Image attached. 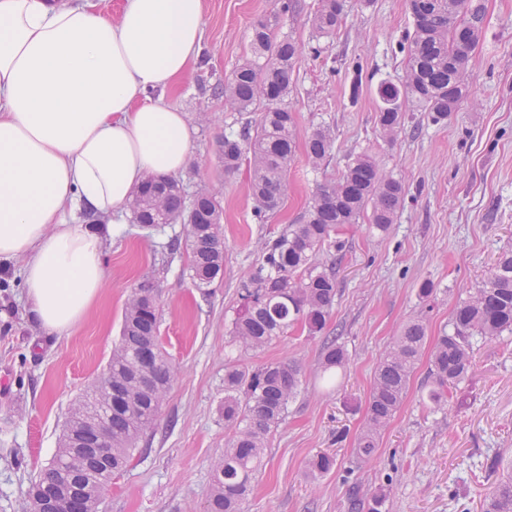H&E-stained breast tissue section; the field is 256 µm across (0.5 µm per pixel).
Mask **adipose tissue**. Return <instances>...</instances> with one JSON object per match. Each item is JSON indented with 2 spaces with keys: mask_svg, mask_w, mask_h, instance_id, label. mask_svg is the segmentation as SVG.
<instances>
[{
  "mask_svg": "<svg viewBox=\"0 0 512 512\" xmlns=\"http://www.w3.org/2000/svg\"><path fill=\"white\" fill-rule=\"evenodd\" d=\"M202 0H126L108 18L75 0H0V261L20 266L43 331L68 335L102 294L104 238L151 176L186 165L193 126L152 98L186 71Z\"/></svg>",
  "mask_w": 512,
  "mask_h": 512,
  "instance_id": "adipose-tissue-1",
  "label": "adipose tissue"
}]
</instances>
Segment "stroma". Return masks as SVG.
<instances>
[{"label":"stroma","instance_id":"stroma-1","mask_svg":"<svg viewBox=\"0 0 512 512\" xmlns=\"http://www.w3.org/2000/svg\"><path fill=\"white\" fill-rule=\"evenodd\" d=\"M485 25L470 63L469 96L447 123L409 112L392 143L376 128L380 81L398 80L397 47L413 20L406 0H345L346 17L324 53L302 54L287 98L300 135L326 118L336 125L334 157L313 170L304 154L290 165L280 209L257 223L249 173H225L217 140L235 113L214 96L249 52L253 26L279 0H202L200 60L164 93L194 121L191 152L178 178L188 191L218 192L224 209V272L201 294L187 275L189 257L168 255L181 224L149 232L120 225L103 254L106 286L67 336H47L31 317L19 268L0 266V512H22L28 478L54 457L76 398L102 378L122 328L131 289L150 278L162 312L161 343L176 371L154 429L131 464L102 494V512H206L212 465L224 453V370L292 360L300 393L269 441L248 512H346L350 487L384 493L386 512H482L485 496L512 462V336L477 349L458 388L460 406L434 409L427 358L407 394L360 463L355 441L376 366L395 336L423 316L429 338L449 329L459 299L486 278L512 247V0H483ZM371 151L401 178L405 200L386 234L367 223L348 228L349 251L337 271L327 330L348 359L323 373V339L296 329L264 350L240 353L230 331L262 243L296 223L319 183L336 177L347 154ZM430 284L434 293L422 299ZM326 473L310 471L317 454Z\"/></svg>","mask_w":512,"mask_h":512}]
</instances>
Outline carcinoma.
Wrapping results in <instances>:
<instances>
[{
	"mask_svg": "<svg viewBox=\"0 0 512 512\" xmlns=\"http://www.w3.org/2000/svg\"><path fill=\"white\" fill-rule=\"evenodd\" d=\"M311 23L315 39L302 47L292 35L277 36L273 23L261 21L253 30L249 56L224 86V105L239 114L218 141L224 172L249 167L254 216L264 223L281 204L298 139L285 100L294 67L303 50L318 56L320 39L337 34L345 19L344 0H316ZM413 31L398 44L406 60L401 84L383 81L377 126L392 142L404 129L403 102L413 104L428 121H445L468 93V67L482 35V0H408ZM336 126L326 119L307 134L309 165L330 164ZM405 196L402 180L384 171L368 152L352 155L338 177L317 185L307 208L286 230L264 243L261 255L241 292L232 323V341L243 351L261 350L300 328L310 336L323 334L336 300V266L346 255L345 228L365 218L372 230L385 233L395 223ZM132 223L144 229L184 224L186 241L172 238L174 254L190 252L189 278L205 291L224 271L222 206L209 190L189 194L169 177L150 176L130 204ZM158 291L149 280L132 289L125 303L121 336L112 349L100 383L76 400L67 417L58 448L49 464L29 477L23 512H99L98 487L120 474L133 458L138 440L149 432L175 377L160 342ZM512 334V249L503 250L487 277L457 302L452 330L438 337L430 354L428 393L438 409L453 402L452 390L468 377L474 348L480 341ZM427 339L422 317L410 320L380 359L367 399L365 425L357 437L356 458L370 460L382 431L399 409ZM346 350L338 337L323 341L321 369L344 366ZM117 395L104 402L107 384ZM302 386L301 368L276 362L252 369L232 365L224 371V456L214 464L207 512H245L262 470L270 436L288 412ZM97 422L105 431V451L95 449ZM71 486L57 498L62 480ZM381 494L365 497L353 488L348 512H382ZM484 512H512V476L496 482L485 499Z\"/></svg>",
	"mask_w": 512,
	"mask_h": 512,
	"instance_id": "obj_1",
	"label": "carcinoma"
}]
</instances>
